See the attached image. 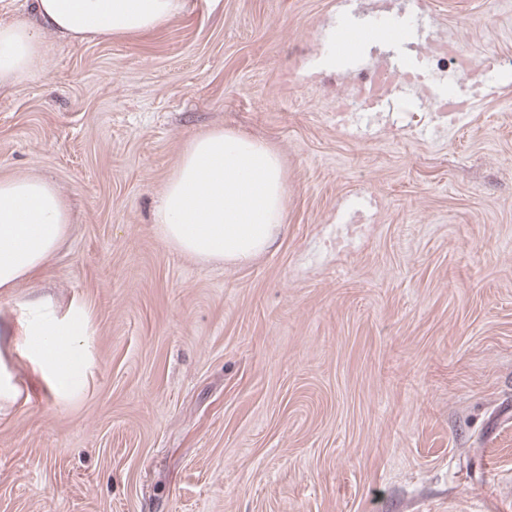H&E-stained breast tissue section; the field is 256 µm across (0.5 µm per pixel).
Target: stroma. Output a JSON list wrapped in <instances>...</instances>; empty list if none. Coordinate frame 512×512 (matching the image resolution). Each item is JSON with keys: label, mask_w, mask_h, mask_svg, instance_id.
<instances>
[{"label": "stroma", "mask_w": 512, "mask_h": 512, "mask_svg": "<svg viewBox=\"0 0 512 512\" xmlns=\"http://www.w3.org/2000/svg\"><path fill=\"white\" fill-rule=\"evenodd\" d=\"M482 90L458 124L387 98L336 122L325 61L366 0H185L142 35L53 39L0 88V179L72 213L48 268L0 296V512H512V0H410ZM221 127L286 179L274 250L206 265L153 214ZM85 319L59 395L18 349L28 301Z\"/></svg>", "instance_id": "stroma-1"}]
</instances>
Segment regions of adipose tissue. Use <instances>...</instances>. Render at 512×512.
Returning a JSON list of instances; mask_svg holds the SVG:
<instances>
[{"mask_svg":"<svg viewBox=\"0 0 512 512\" xmlns=\"http://www.w3.org/2000/svg\"><path fill=\"white\" fill-rule=\"evenodd\" d=\"M182 0H30L29 16L0 24V87L34 80L51 50L47 35L73 41L134 35L164 25ZM280 157L265 142L224 129L197 134L168 178L154 213L171 248L204 263L243 265L269 251L284 225ZM70 218L58 189L38 176L0 179V293L48 266ZM79 314H33L23 324L27 359L58 393L84 364Z\"/></svg>","mask_w":512,"mask_h":512,"instance_id":"ef3b65f1","label":"adipose tissue"}]
</instances>
